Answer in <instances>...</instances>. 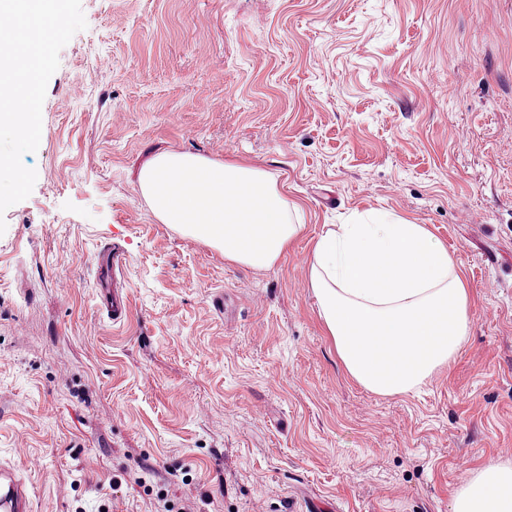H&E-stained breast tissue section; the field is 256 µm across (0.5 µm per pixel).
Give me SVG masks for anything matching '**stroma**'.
<instances>
[{
	"label": "stroma",
	"mask_w": 512,
	"mask_h": 512,
	"mask_svg": "<svg viewBox=\"0 0 512 512\" xmlns=\"http://www.w3.org/2000/svg\"><path fill=\"white\" fill-rule=\"evenodd\" d=\"M81 5L1 216L0 465L28 512H451L512 449V0ZM164 151L263 167L303 233L252 269L160 223L137 176ZM355 213L426 225L469 293L409 394L346 374L308 286ZM123 254L118 251H112L99 261L100 286L105 288L103 304L109 312L112 313V320H120L126 313L127 299L125 294L115 282L116 270L122 265ZM112 280V291L110 282Z\"/></svg>",
	"instance_id": "obj_1"
}]
</instances>
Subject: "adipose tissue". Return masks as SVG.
<instances>
[{
	"instance_id": "1",
	"label": "adipose tissue",
	"mask_w": 512,
	"mask_h": 512,
	"mask_svg": "<svg viewBox=\"0 0 512 512\" xmlns=\"http://www.w3.org/2000/svg\"><path fill=\"white\" fill-rule=\"evenodd\" d=\"M139 185L161 223L251 268L273 267L303 230L274 176L256 166L165 152ZM309 283L346 372L376 394L414 392L468 339V290L425 225L381 214L334 225L312 246ZM451 512H512V460L477 467Z\"/></svg>"
}]
</instances>
